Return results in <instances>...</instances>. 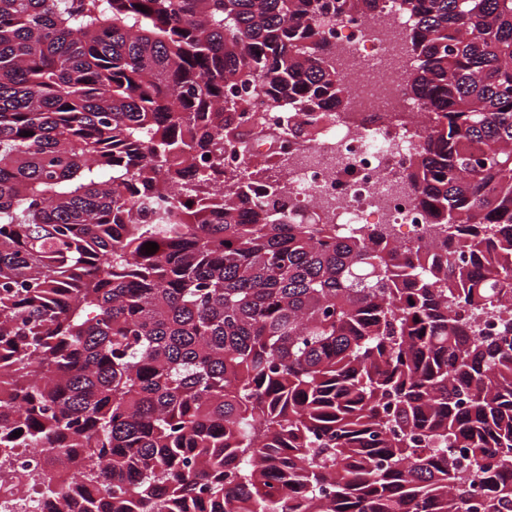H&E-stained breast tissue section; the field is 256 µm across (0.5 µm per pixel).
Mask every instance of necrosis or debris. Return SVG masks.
<instances>
[{"instance_id":"obj_1","label":"necrosis or debris","mask_w":512,"mask_h":512,"mask_svg":"<svg viewBox=\"0 0 512 512\" xmlns=\"http://www.w3.org/2000/svg\"><path fill=\"white\" fill-rule=\"evenodd\" d=\"M405 29L393 8L375 23L361 17L338 19L329 31L342 53L341 79L369 122L362 128L341 121L325 125L320 139L289 170L288 191L292 203L321 214L325 223L354 231L367 224H395L413 239L426 219L404 176L420 135L419 126L410 121L417 103L399 78L397 39ZM42 461V452L20 449L10 463L11 472L24 482L16 493L26 503L22 512L52 508L28 482Z\"/></svg>"}]
</instances>
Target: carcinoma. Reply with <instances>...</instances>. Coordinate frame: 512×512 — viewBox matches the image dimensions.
<instances>
[{"label": "carcinoma", "instance_id": "cac0c4a2", "mask_svg": "<svg viewBox=\"0 0 512 512\" xmlns=\"http://www.w3.org/2000/svg\"><path fill=\"white\" fill-rule=\"evenodd\" d=\"M388 2L0 0V468L55 512H512V0H395L427 236L275 175ZM256 106H257V110L259 112H254V113L259 115L260 117H262L263 123L265 125L272 127V128L281 127L279 124L284 123L286 114L294 115L292 117L293 123H301L305 119L300 114L272 110L270 107H268L267 103L263 99H260V98H258L256 100ZM43 452L18 449L13 455L10 463V470L15 477L25 481V485L21 487L15 496L23 501H26V508L17 509L22 510L18 512H49L53 510L51 503L44 501L36 487L29 484L27 479L37 473L43 461Z\"/></svg>", "mask_w": 512, "mask_h": 512}]
</instances>
